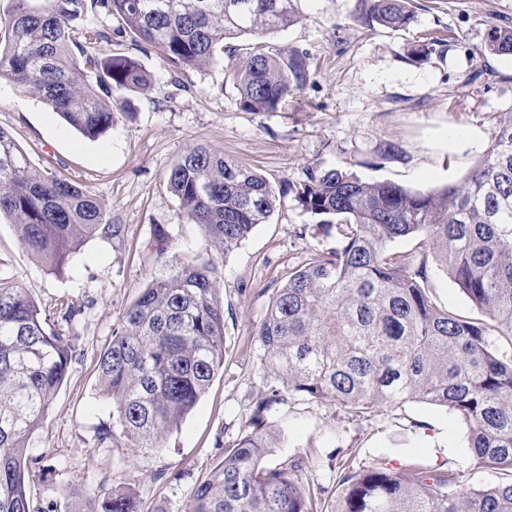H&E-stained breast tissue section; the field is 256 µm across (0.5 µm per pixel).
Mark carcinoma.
I'll return each instance as SVG.
<instances>
[{"mask_svg":"<svg viewBox=\"0 0 512 512\" xmlns=\"http://www.w3.org/2000/svg\"><path fill=\"white\" fill-rule=\"evenodd\" d=\"M0 21V76L97 139L115 121V97L139 92L151 75L133 57L105 53L77 24L104 9L139 50L183 71L223 57L245 112H275L309 79V54L271 48L266 35L296 21L295 0H13ZM413 18L410 0H361L356 21L393 31ZM254 43L235 54L224 41ZM485 50L512 54V28L491 25ZM167 187L180 214L200 225L215 250L233 251L277 202L270 182L203 144L185 150ZM302 212L336 228L331 247L308 250L305 263L272 295L255 330L262 390L235 446L194 490L188 512H512V113L461 184L416 192L367 182L343 166L306 170L293 189ZM12 218L21 243L53 272L84 242L115 236L98 199L69 180L36 168L0 128V216ZM154 276L112 330L100 353V393L112 400V426L94 443L160 448L224 366L221 273L213 259L169 253L157 230ZM420 237L414 255L389 244ZM480 314L443 309L430 286V262ZM73 346L26 293L0 278V512H35L28 453L63 385ZM289 400L329 401L366 419L387 407L426 403L446 408L468 428L476 462L506 480L474 492L455 473L412 455L398 469L344 461L334 504L299 477V462H261L279 438L268 422ZM84 512H139L130 491L114 487Z\"/></svg>","mask_w":512,"mask_h":512,"instance_id":"carcinoma-1","label":"carcinoma"}]
</instances>
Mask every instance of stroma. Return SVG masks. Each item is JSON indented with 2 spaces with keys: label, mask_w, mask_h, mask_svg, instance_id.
Returning <instances> with one entry per match:
<instances>
[{
  "label": "stroma",
  "mask_w": 512,
  "mask_h": 512,
  "mask_svg": "<svg viewBox=\"0 0 512 512\" xmlns=\"http://www.w3.org/2000/svg\"><path fill=\"white\" fill-rule=\"evenodd\" d=\"M358 3L298 0V21L268 36L270 45L311 56L307 85L275 112L238 109L226 61L173 74L157 55L137 54L104 10L92 23L111 37L102 51L138 56L153 75L150 90L130 98L133 118L116 116L104 136L91 140L28 88L0 76V127L33 165L104 203L110 222L121 227L116 236L89 239L54 274L23 247L10 219H0V277L43 313L64 305L80 312L74 324H56L75 352L28 450L42 459L27 475L41 512H84L88 498L115 487L132 490L141 512H184L196 485L236 443L262 387L254 330L272 295L309 248L333 242L288 189L306 169L341 165L368 181L426 191L461 182L493 143L503 114L512 112V54H486L484 43L489 25L512 27V0H414L413 21L398 31L358 23ZM423 43L430 52L419 60L413 51ZM195 143L260 172L279 198L268 221L222 256L200 226L180 221L167 188L169 169ZM387 143L398 146V158L380 157ZM159 226L170 232L174 252L219 261L224 366L162 447L92 448L96 428L112 421L97 361L125 309L159 271ZM269 421L282 445L265 464L313 449L302 478L329 494L351 451L358 467L419 455L453 471L468 490L499 481L475 463L466 426L442 407L408 403L358 419L329 402L293 401Z\"/></svg>",
  "instance_id": "stroma-1"
}]
</instances>
